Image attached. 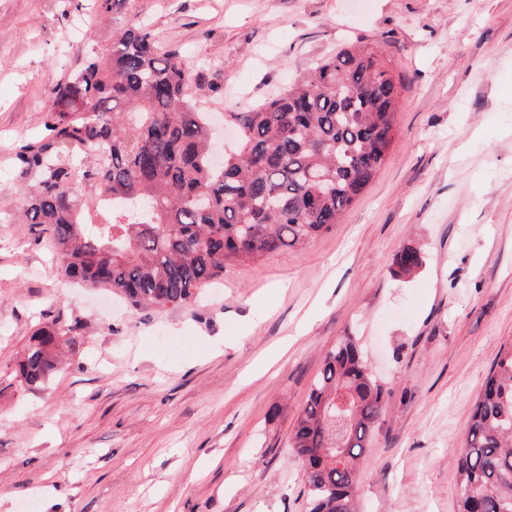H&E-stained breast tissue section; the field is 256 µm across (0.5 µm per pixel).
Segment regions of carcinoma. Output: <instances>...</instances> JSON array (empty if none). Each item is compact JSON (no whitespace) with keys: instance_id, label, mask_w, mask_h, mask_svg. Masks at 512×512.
Instances as JSON below:
<instances>
[{"instance_id":"cac0c4a2","label":"carcinoma","mask_w":512,"mask_h":512,"mask_svg":"<svg viewBox=\"0 0 512 512\" xmlns=\"http://www.w3.org/2000/svg\"><path fill=\"white\" fill-rule=\"evenodd\" d=\"M194 69L160 51L136 20L109 32L53 85L47 134L21 145L22 223L47 234L59 274L107 288L134 307H183L224 265L296 248L330 230L383 164L399 91L376 48L352 45L249 112H232L234 148L216 163ZM421 264L414 249L397 271ZM79 317L32 337L21 381L43 389ZM392 383L376 378L353 336L329 352L291 447L310 512H354L356 463L385 421ZM459 512H512V344L500 348L457 457Z\"/></svg>"}]
</instances>
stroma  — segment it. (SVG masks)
<instances>
[{
  "label": "stroma",
  "instance_id": "35a3bbf8",
  "mask_svg": "<svg viewBox=\"0 0 512 512\" xmlns=\"http://www.w3.org/2000/svg\"><path fill=\"white\" fill-rule=\"evenodd\" d=\"M221 62L211 112H245L349 44L400 95L379 172L302 248L234 260L188 306L140 310L63 280L18 222V146L108 28ZM422 264L408 277L405 249ZM77 315L47 388L18 381L45 312ZM361 339L395 395L360 459L358 512H458L453 452L512 342V0H0V512H309L289 448L326 354Z\"/></svg>",
  "mask_w": 512,
  "mask_h": 512
}]
</instances>
